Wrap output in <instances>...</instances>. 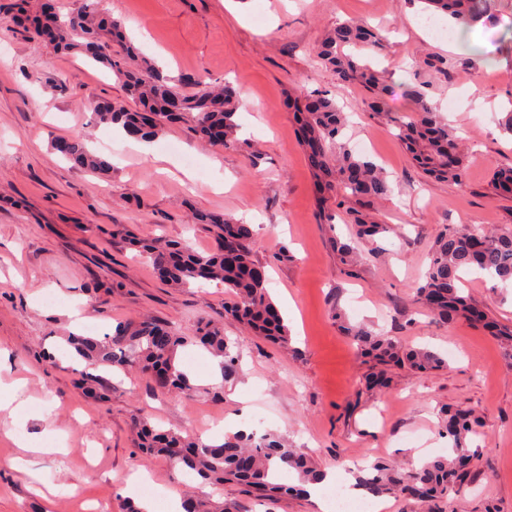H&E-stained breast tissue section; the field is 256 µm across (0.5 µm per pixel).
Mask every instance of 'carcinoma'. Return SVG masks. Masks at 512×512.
I'll return each instance as SVG.
<instances>
[{
    "label": "carcinoma",
    "instance_id": "1",
    "mask_svg": "<svg viewBox=\"0 0 512 512\" xmlns=\"http://www.w3.org/2000/svg\"><path fill=\"white\" fill-rule=\"evenodd\" d=\"M101 0H79V6L64 15L55 12L52 29H44L33 19L25 32L42 39L62 52H83L110 69L125 88L127 96L138 102L132 110L123 104L106 102L94 112L97 123L119 126L128 135L150 139L167 127L180 123L191 133L208 139L215 146L234 142L237 123L238 94L226 85L214 90L204 81L196 82V91L187 93L177 81L162 75L159 67L138 57L126 40L122 22L102 12ZM491 0H424L426 10L452 19L467 31L473 24L491 16ZM381 37L369 26L345 21L329 31L317 61L332 69L343 82L361 84L376 108L383 103L387 88L378 75L348 48H377ZM421 68L437 77H448V58L432 56ZM428 83L408 86L405 94L414 103L410 113L394 120L397 137L412 161L427 176L448 182H462L466 173L459 138L444 123L440 113L429 103ZM300 133L315 176L332 191L340 186L355 198L358 207L349 210L354 242H337L336 251L343 264L352 266L362 259L359 245L374 243L390 231L374 207L392 191L385 171L374 162L358 158L338 142L347 117L326 94L305 97L304 113L299 118ZM54 149L76 165L92 172L104 173L109 165L89 151L80 136L54 143ZM496 195L512 198V167L497 170L492 177ZM201 221L215 228L216 244L200 253L178 240L131 237V244L149 258L158 274L181 288H201L204 283H224L228 300L224 318L242 324L253 335L284 350L290 347V335L284 318L268 295L265 269L253 256L254 229L204 215ZM475 270L501 281L512 280V233L489 232L480 225L463 230L445 228L438 236L423 283L417 288V306L444 321L463 319L471 324L489 323L486 311L460 288V272ZM344 333L363 351L387 366L403 365L416 371L435 369L442 359L423 349H406L390 336L373 332L367 326H345ZM196 342L224 359V372L233 369L236 357L229 352L224 333L212 320L197 322L193 336H182L152 319L116 327L101 339L72 336L69 343L76 352L94 365L125 368L140 364L160 385L189 393L192 386L178 368L177 350L187 342ZM444 432L451 442L448 455L437 456L411 468L398 470L376 462L355 474L356 486L373 497L398 495L430 505L436 512L441 500L459 495L465 480L460 469L471 461L466 440L475 433L468 414L446 411ZM139 448L162 456L191 477L212 484L236 482L245 487L246 497L239 501L214 502L189 499L185 512H255L259 502L308 494L307 485L322 479L302 455L276 435L260 438L240 433L218 445H204L196 438L159 431L148 423L140 424ZM281 470L297 475V483L278 480Z\"/></svg>",
    "mask_w": 512,
    "mask_h": 512
}]
</instances>
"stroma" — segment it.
Returning a JSON list of instances; mask_svg holds the SVG:
<instances>
[{
	"mask_svg": "<svg viewBox=\"0 0 512 512\" xmlns=\"http://www.w3.org/2000/svg\"><path fill=\"white\" fill-rule=\"evenodd\" d=\"M122 20L141 52L185 90L196 81L230 82L239 91L233 144L213 147L184 127L138 143L96 125L104 101L126 95L111 73L81 55L34 45L16 33L11 0H0V382L24 380L28 420L0 423V512H91L107 501L121 512L125 486L145 472L143 496L165 512L169 495L199 494L198 480L135 446V422L181 435L223 425L225 434L273 433L309 456L318 469H346L377 459L408 467L448 452L441 407L472 411L482 434L466 490L442 512H512V352L464 321L420 311L415 290L444 226L482 224L512 232V199L496 196L494 172L512 164V0H496L492 50H449L430 27L422 0H102ZM380 28L374 69L393 88L387 109H368L364 89L318 64L316 51L336 22ZM447 25V17L435 18ZM442 55L453 67L428 94L467 148V179L425 178L399 144L393 114L407 111L405 86L416 84L412 60ZM321 92L351 114L341 141L381 165L393 191L379 199L391 227L379 258L355 272L340 264L335 240L349 239L345 210L321 213L315 180L298 136L293 102ZM82 135L112 165L94 174L57 153L56 140ZM199 213L253 224L254 256L267 290L286 307L291 351L225 320L223 285L176 289L131 249L123 228L215 245ZM290 260H278L281 250ZM472 299L494 320L512 324V282L464 276ZM78 307L96 337L117 323L154 318L191 335L200 318L222 323L233 372L209 380L210 354L197 344L177 352L192 394L159 388L146 373L103 374L104 398L79 386L85 363L68 353L67 308ZM343 314L446 359L417 373L392 366L386 387L372 385V359L356 350L335 320ZM63 432L59 453H25ZM27 458L19 467V458Z\"/></svg>",
	"mask_w": 512,
	"mask_h": 512,
	"instance_id": "obj_1",
	"label": "stroma"
}]
</instances>
